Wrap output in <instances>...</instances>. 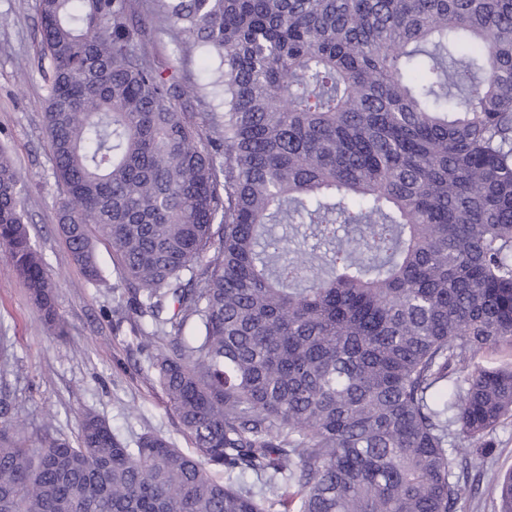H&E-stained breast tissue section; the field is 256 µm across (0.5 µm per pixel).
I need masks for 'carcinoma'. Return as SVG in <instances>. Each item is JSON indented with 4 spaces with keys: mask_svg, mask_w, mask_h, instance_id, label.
Wrapping results in <instances>:
<instances>
[{
    "mask_svg": "<svg viewBox=\"0 0 512 512\" xmlns=\"http://www.w3.org/2000/svg\"><path fill=\"white\" fill-rule=\"evenodd\" d=\"M37 9L59 230L90 282L110 242L145 341L174 337L152 367L195 454L0 420V512H455L459 467L512 512L486 441L512 362L455 377L512 346V0ZM21 191L0 147V248L57 327ZM172 46L167 37H161L154 41L150 47L155 63L163 69L179 68L186 82L194 81L198 73L199 63L193 58H184L177 62L172 55Z\"/></svg>",
    "mask_w": 512,
    "mask_h": 512,
    "instance_id": "1",
    "label": "carcinoma"
}]
</instances>
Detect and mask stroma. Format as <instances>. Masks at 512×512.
<instances>
[{
  "label": "stroma",
  "mask_w": 512,
  "mask_h": 512,
  "mask_svg": "<svg viewBox=\"0 0 512 512\" xmlns=\"http://www.w3.org/2000/svg\"><path fill=\"white\" fill-rule=\"evenodd\" d=\"M0 145L24 179L22 208L31 242L56 288L64 335L44 320L0 249V414L17 417L28 445L47 430L74 437L84 413L105 419L128 447L146 433L193 450L155 383L153 357L172 339L144 341L111 246L98 241L100 283L88 282L61 236L64 196L53 175L40 75L36 0H0Z\"/></svg>",
  "instance_id": "1"
}]
</instances>
